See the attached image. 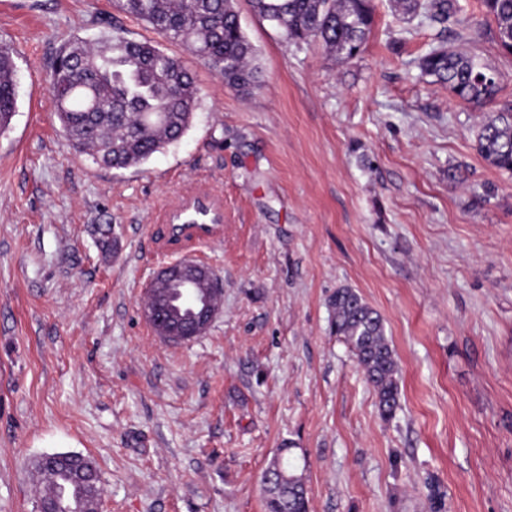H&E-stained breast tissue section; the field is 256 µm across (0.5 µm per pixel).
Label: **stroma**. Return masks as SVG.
<instances>
[{"label":"stroma","instance_id":"obj_1","mask_svg":"<svg viewBox=\"0 0 512 512\" xmlns=\"http://www.w3.org/2000/svg\"><path fill=\"white\" fill-rule=\"evenodd\" d=\"M458 2L454 35L374 0L343 61L236 0L262 74L244 96L112 0H0L17 86L0 134V512H34V460L66 451L95 462L100 512H265L281 448L309 512H512V173L475 148L484 109L417 67L431 46L467 50L512 104V53L481 0ZM116 26L198 89L180 141L125 170L72 150L50 77L70 37ZM199 195L224 210L203 249L222 307L175 344L141 302L190 257L166 224ZM344 286L384 320L393 419L330 332Z\"/></svg>","mask_w":512,"mask_h":512}]
</instances>
